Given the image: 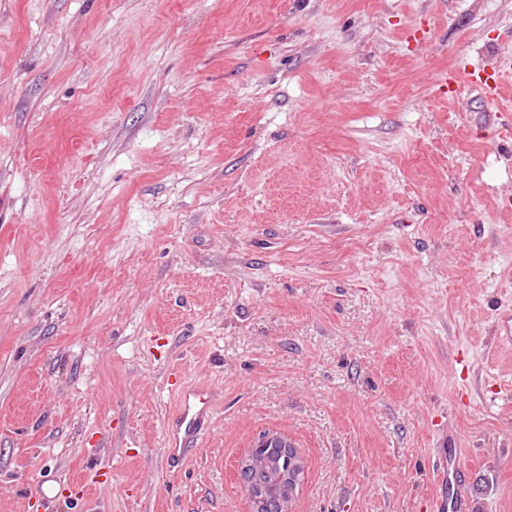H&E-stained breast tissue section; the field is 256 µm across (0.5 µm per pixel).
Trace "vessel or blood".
<instances>
[{"mask_svg":"<svg viewBox=\"0 0 512 512\" xmlns=\"http://www.w3.org/2000/svg\"><path fill=\"white\" fill-rule=\"evenodd\" d=\"M512 72V53H498L491 69H478L466 75L446 72L438 80L439 87L467 80L485 102L494 103L497 110H512V100L501 94L502 78ZM172 390L177 395V407L164 426V457L170 471L180 470L196 448L207 438L221 390L207 381L186 382L182 373H175ZM462 451L440 437L435 450L433 468L438 478V490L427 512H472L474 503L463 482Z\"/></svg>","mask_w":512,"mask_h":512,"instance_id":"b4317fda","label":"vessel or blood"}]
</instances>
